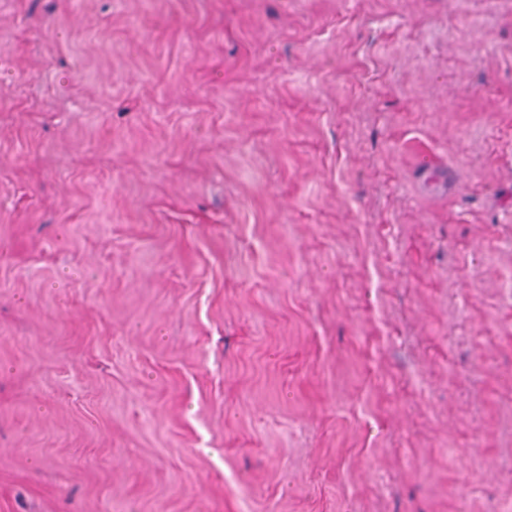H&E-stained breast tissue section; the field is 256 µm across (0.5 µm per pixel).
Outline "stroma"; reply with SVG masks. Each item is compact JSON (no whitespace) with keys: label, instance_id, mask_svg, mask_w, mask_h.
Masks as SVG:
<instances>
[{"label":"stroma","instance_id":"obj_1","mask_svg":"<svg viewBox=\"0 0 512 512\" xmlns=\"http://www.w3.org/2000/svg\"><path fill=\"white\" fill-rule=\"evenodd\" d=\"M512 0H0V512H512Z\"/></svg>","mask_w":512,"mask_h":512}]
</instances>
